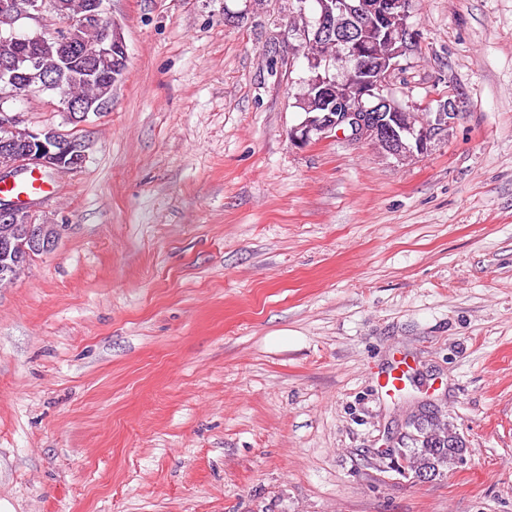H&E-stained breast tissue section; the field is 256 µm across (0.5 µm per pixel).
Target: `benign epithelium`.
Wrapping results in <instances>:
<instances>
[{
  "instance_id": "obj_1",
  "label": "benign epithelium",
  "mask_w": 512,
  "mask_h": 512,
  "mask_svg": "<svg viewBox=\"0 0 512 512\" xmlns=\"http://www.w3.org/2000/svg\"><path fill=\"white\" fill-rule=\"evenodd\" d=\"M298 10L312 13L314 31H281L283 45L288 53L296 55L301 47L310 42V35L325 39H336V46L344 47L356 59V66L345 78L344 96L320 116H304L291 131L292 141L304 146L321 141L333 135L344 138L351 145L378 143L387 155L398 160L416 154L426 153L431 142L445 131L457 116L456 109L448 108V115L434 113L422 115L419 123L410 122L401 114L402 106L393 92L394 75L403 70L402 61L416 51L419 33L413 29L411 17L412 0H387L373 4V9H393L400 17L395 28L382 31L384 40L391 47L385 63L372 64L360 56L355 35L350 31L335 30V17L322 0H297ZM0 7L12 10L17 19L32 20L38 24L35 37L58 36L66 48L65 60L76 58V46L71 34L74 30L89 24L106 21L103 52H127L126 44L119 29L112 27L108 19V6L100 0H89L85 13L72 17L53 11L59 16L56 28L42 24L45 13L43 0H4ZM331 64L321 59L310 60L309 81L313 85L328 82ZM0 148L13 155V159L0 164V184H10L17 173L23 170H38L46 173L64 172L80 167L84 163L85 145L69 134L54 129L50 132L30 129L23 125L21 112L10 107H0ZM25 214L28 222L17 225L19 215ZM0 223L15 225L12 235L0 237V279L11 278L15 259V239L24 238V243L37 253L53 251L61 237L59 224H38L32 208L22 209L12 201L0 197Z\"/></svg>"
}]
</instances>
